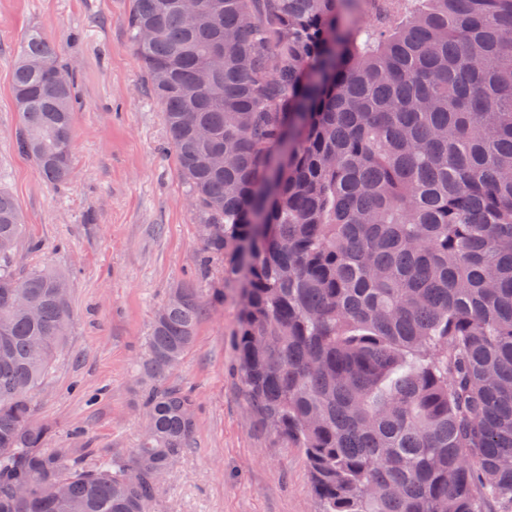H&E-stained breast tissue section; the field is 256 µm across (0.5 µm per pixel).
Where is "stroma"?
<instances>
[{
    "label": "stroma",
    "mask_w": 512,
    "mask_h": 512,
    "mask_svg": "<svg viewBox=\"0 0 512 512\" xmlns=\"http://www.w3.org/2000/svg\"><path fill=\"white\" fill-rule=\"evenodd\" d=\"M131 0H0V188L25 222L12 265L69 275L71 324L63 349L34 392L49 447L83 448L87 464L131 455L142 441L141 386L156 307L189 282L224 287L205 304L196 341L166 377L193 389L197 426L160 483L155 512H317L307 462L252 412L236 350L235 289L224 265L200 271L197 220L161 106L131 44ZM32 28L56 46L78 97L67 184L46 182L16 144L11 90L19 42Z\"/></svg>",
    "instance_id": "1"
}]
</instances>
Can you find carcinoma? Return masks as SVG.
I'll use <instances>...</instances> for the list:
<instances>
[{"mask_svg":"<svg viewBox=\"0 0 512 512\" xmlns=\"http://www.w3.org/2000/svg\"><path fill=\"white\" fill-rule=\"evenodd\" d=\"M200 6L135 0L127 25L238 292L249 406L303 450L320 512H512V0ZM12 93L20 151L67 183L75 84L40 31ZM23 230L0 189V512H152L196 429L165 377L204 297L155 311L140 448L86 466L33 415L70 286L14 271Z\"/></svg>","mask_w":512,"mask_h":512,"instance_id":"cac0c4a2","label":"carcinoma"}]
</instances>
